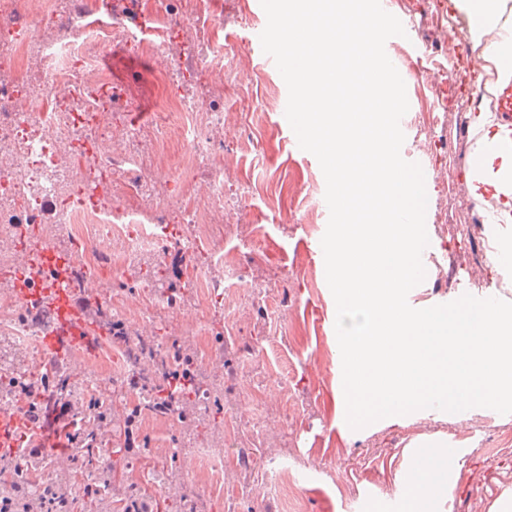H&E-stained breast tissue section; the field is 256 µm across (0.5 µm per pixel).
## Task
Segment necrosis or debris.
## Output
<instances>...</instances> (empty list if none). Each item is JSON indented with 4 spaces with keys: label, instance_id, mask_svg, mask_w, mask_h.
I'll return each mask as SVG.
<instances>
[{
    "label": "necrosis or debris",
    "instance_id": "obj_1",
    "mask_svg": "<svg viewBox=\"0 0 512 512\" xmlns=\"http://www.w3.org/2000/svg\"><path fill=\"white\" fill-rule=\"evenodd\" d=\"M200 0H0V338L44 366L46 329L31 290L101 288L109 273L146 259L157 269L156 321L168 301L163 241L205 245L194 266L196 306L243 290L239 248L224 245L225 47ZM119 44L152 58L157 116L102 61ZM180 140L169 161L171 140Z\"/></svg>",
    "mask_w": 512,
    "mask_h": 512
}]
</instances>
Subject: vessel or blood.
Wrapping results in <instances>:
<instances>
[{
    "mask_svg": "<svg viewBox=\"0 0 512 512\" xmlns=\"http://www.w3.org/2000/svg\"><path fill=\"white\" fill-rule=\"evenodd\" d=\"M35 300L49 309L52 325L44 338L46 361L59 359L64 348L93 351L104 335L102 327L88 320L81 308L74 302L70 289L41 288L34 294ZM23 420L18 412L0 411V452L15 454V437Z\"/></svg>",
    "mask_w": 512,
    "mask_h": 512,
    "instance_id": "b4317fda",
    "label": "vessel or blood"
}]
</instances>
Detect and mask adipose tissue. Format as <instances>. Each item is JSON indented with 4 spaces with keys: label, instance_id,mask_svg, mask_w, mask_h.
Returning <instances> with one entry per match:
<instances>
[{
    "label": "adipose tissue",
    "instance_id": "adipose-tissue-1",
    "mask_svg": "<svg viewBox=\"0 0 512 512\" xmlns=\"http://www.w3.org/2000/svg\"><path fill=\"white\" fill-rule=\"evenodd\" d=\"M457 8L470 19L473 40H481L490 32L499 38L488 43L486 56L492 63L496 81H512V29H499L501 0H455ZM474 126L481 131L478 160L473 172L472 197L482 203L486 198L512 199V128L495 123L490 113L476 115ZM453 449L440 445L429 446L413 466L407 499L408 512H429L433 500L439 495L444 482L441 478L424 481L422 471L430 465L444 466L453 458Z\"/></svg>",
    "mask_w": 512,
    "mask_h": 512
}]
</instances>
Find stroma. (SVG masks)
<instances>
[{
	"mask_svg": "<svg viewBox=\"0 0 512 512\" xmlns=\"http://www.w3.org/2000/svg\"><path fill=\"white\" fill-rule=\"evenodd\" d=\"M201 2L229 19L215 28L216 37L234 48L224 62L235 80L224 99V138L235 148L225 154L224 167L251 194L224 234L248 239L242 264L253 294H225V306L239 310L237 319L228 326L219 309L210 310L213 335L206 339L172 329L189 317L187 298L168 310L166 327L130 316L124 322L139 336H159L164 346L212 350L238 394L235 406L213 404L211 417L219 424L231 419L235 429L214 435L224 455L218 484L195 470L188 429L160 412L140 415L131 446L104 437V453L119 451L130 464V481L146 493L187 495L204 512H284L279 499L262 493L275 481L276 462L290 467L308 512H390L401 504L405 477L425 445L439 442L453 448L456 459L433 512H498L500 500L512 497V414L435 409L359 430L346 424L336 304L321 247L329 219L323 172L316 157L299 148L285 117L288 90L276 65L250 47L267 22L258 0ZM388 10L405 29L385 44L409 102L401 155L421 165L428 197L429 245L422 260L432 274L409 292L408 302L428 308L466 293L512 302V271L484 263L482 240L458 237L473 221L469 175L480 139L473 120L495 106L494 94L476 90L473 79L474 68L488 65L485 46L451 39L449 20L459 15L453 0H389ZM106 60L113 78L127 81L141 108L153 111L150 62L121 47ZM173 455L176 471L160 480L162 462Z\"/></svg>",
	"mask_w": 512,
	"mask_h": 512,
	"instance_id": "1",
	"label": "stroma"
}]
</instances>
